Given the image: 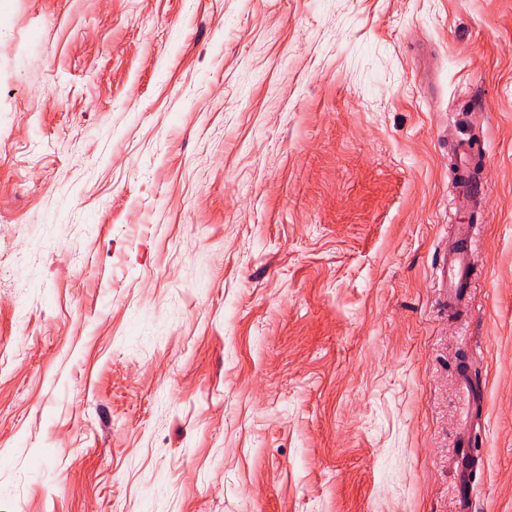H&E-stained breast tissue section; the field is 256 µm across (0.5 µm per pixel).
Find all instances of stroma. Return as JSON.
<instances>
[{
    "label": "stroma",
    "instance_id": "35a3bbf8",
    "mask_svg": "<svg viewBox=\"0 0 512 512\" xmlns=\"http://www.w3.org/2000/svg\"><path fill=\"white\" fill-rule=\"evenodd\" d=\"M0 512H512V0H0ZM483 148L477 141L461 145L456 153L451 205L456 210L468 209L479 194L474 168L481 160ZM440 268L442 288H448V306L458 305L474 276V236L469 224H454L444 246Z\"/></svg>",
    "mask_w": 512,
    "mask_h": 512
}]
</instances>
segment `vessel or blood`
I'll use <instances>...</instances> for the list:
<instances>
[{
	"instance_id": "b4317fda",
	"label": "vessel or blood",
	"mask_w": 512,
	"mask_h": 512,
	"mask_svg": "<svg viewBox=\"0 0 512 512\" xmlns=\"http://www.w3.org/2000/svg\"><path fill=\"white\" fill-rule=\"evenodd\" d=\"M483 148L479 142L461 145L456 153L451 205L455 209L469 208L480 188L474 169L481 160ZM474 236L469 224H456L444 247L440 269L443 287L448 290L449 305H458L464 298L474 276Z\"/></svg>"
}]
</instances>
